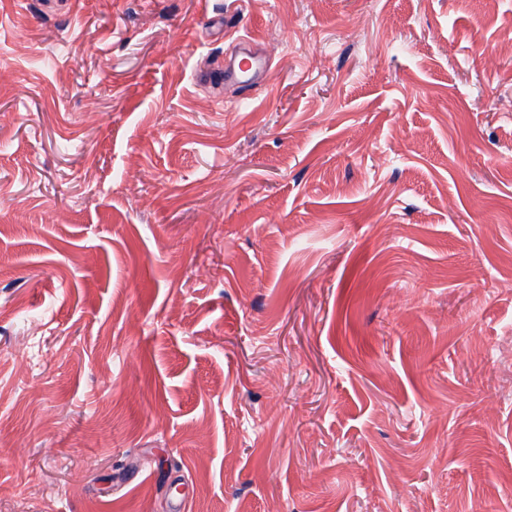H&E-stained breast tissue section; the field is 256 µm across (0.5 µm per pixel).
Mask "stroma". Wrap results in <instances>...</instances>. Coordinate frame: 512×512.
I'll list each match as a JSON object with an SVG mask.
<instances>
[{"mask_svg":"<svg viewBox=\"0 0 512 512\" xmlns=\"http://www.w3.org/2000/svg\"><path fill=\"white\" fill-rule=\"evenodd\" d=\"M177 500L512 512V0H0V512ZM241 57L228 63L224 67V82L255 86L264 80L266 63L259 57L253 56L251 51L239 52ZM244 60L248 61L243 66Z\"/></svg>","mask_w":512,"mask_h":512,"instance_id":"stroma-1","label":"stroma"}]
</instances>
